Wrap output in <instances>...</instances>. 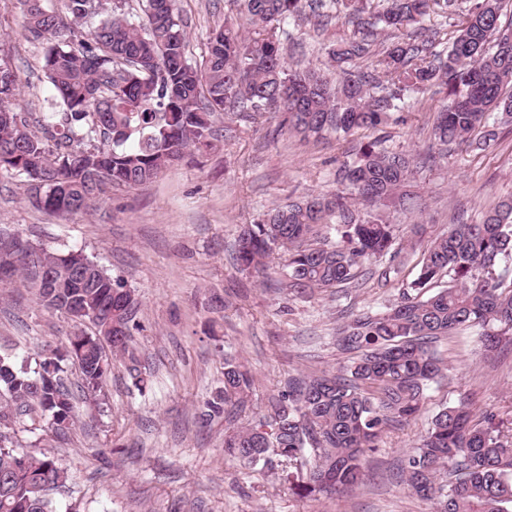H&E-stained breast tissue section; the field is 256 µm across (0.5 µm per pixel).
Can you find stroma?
<instances>
[{
  "mask_svg": "<svg viewBox=\"0 0 512 512\" xmlns=\"http://www.w3.org/2000/svg\"><path fill=\"white\" fill-rule=\"evenodd\" d=\"M179 6L188 57L196 62L212 30L235 9L232 0H180ZM468 7L458 0L454 14L432 12L418 29L447 51ZM22 10L20 0H0V47L19 78L15 111L39 117L52 90L40 48L24 35ZM357 36L342 7L327 0L306 19L286 24L280 38L289 66L316 68L338 81L342 74L327 50ZM440 105L432 92L414 94L402 121L379 132L386 147L416 159L407 190L423 210L385 209L402 240L415 224L431 239L450 225L479 221L512 197V123L490 114L500 135L489 147L443 148L431 138ZM215 125L221 134L209 154L185 159L151 183L107 193L87 212L46 213L28 202L24 180L0 177V228L50 250L83 249L122 278L140 303L132 348L148 387L138 391L126 360L117 358L107 405L77 400L73 433L47 442L71 474L52 494L56 512H433L431 502L401 482V461L441 406L465 400L475 412L494 411L512 422V344L489 355L474 331L440 341L445 375L428 389L424 413L383 434L366 454L362 482L348 491L301 498L284 481L280 462L260 469L225 458V432L262 418L289 379L339 372L348 356L336 346L337 325L360 311L385 309L399 286L370 279L308 297L285 288L283 257L272 258L262 278L234 261L241 227L269 208L346 193L338 171L372 132L306 143L280 132L274 118L257 123L227 112ZM71 329L64 316L39 307L31 289L0 287V338L17 353L63 347ZM228 352L251 371L254 385L235 414L200 425L199 409L219 386Z\"/></svg>",
  "mask_w": 512,
  "mask_h": 512,
  "instance_id": "35a3bbf8",
  "label": "stroma"
}]
</instances>
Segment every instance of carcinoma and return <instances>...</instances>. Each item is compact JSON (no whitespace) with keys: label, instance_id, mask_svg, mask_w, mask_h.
Instances as JSON below:
<instances>
[{"label":"carcinoma","instance_id":"carcinoma-1","mask_svg":"<svg viewBox=\"0 0 512 512\" xmlns=\"http://www.w3.org/2000/svg\"><path fill=\"white\" fill-rule=\"evenodd\" d=\"M23 0L27 39L42 49L43 71L57 100L52 121L35 133L11 108L17 76L0 56V175L29 183V201L64 214L92 209L112 187L143 185L185 157L205 151L216 135L213 117L227 110L276 112L279 131L308 138L377 129L401 109L407 93L438 87L444 101L433 126L441 146L495 140L487 116L512 119V41L501 37L503 0H473L459 35L444 54L421 34L398 42L379 60L381 93L363 75L335 83L327 73L286 65L279 32L300 19L311 0H234L245 24L224 18L209 40L203 64L187 57L188 34L177 0H141L143 15L113 0ZM455 0H383L362 21V0L344 8L362 37L329 50L351 64L368 53L377 30L416 26L436 6ZM413 159L374 138L342 168V179L376 209L361 216L351 198L315 194L276 205L238 236L236 262L261 272L273 254L285 256L288 289L326 291L356 279L374 257L394 262L402 252L383 211L396 201L421 208L402 192ZM335 233L339 241H328ZM512 197L475 224H454L427 244L415 279L401 284L396 302L366 311L336 329L338 348L351 354L339 374L294 379L272 397L268 415L224 436V453L252 467L278 457L296 469L292 489L305 497L346 491L364 476L367 450L387 429L414 419L429 385L443 376L434 343L478 328L485 352L501 350L512 334ZM92 281L76 286L74 264ZM55 279L44 297L36 264ZM448 284L439 288L443 279ZM34 290L37 303L74 323L63 349L20 357L0 351V512H55L52 493L69 471L45 451H21L16 426L56 438L75 428L74 397L65 384L71 364L85 397L102 402L111 357H128L137 388L143 379L129 347L139 329V301L124 281L80 249L50 251L0 230V285ZM250 372L224 354L223 386L203 403L208 423L245 402ZM402 482L436 512H512V435L495 412L476 419L461 401L432 418L426 436L404 458Z\"/></svg>","mask_w":512,"mask_h":512}]
</instances>
